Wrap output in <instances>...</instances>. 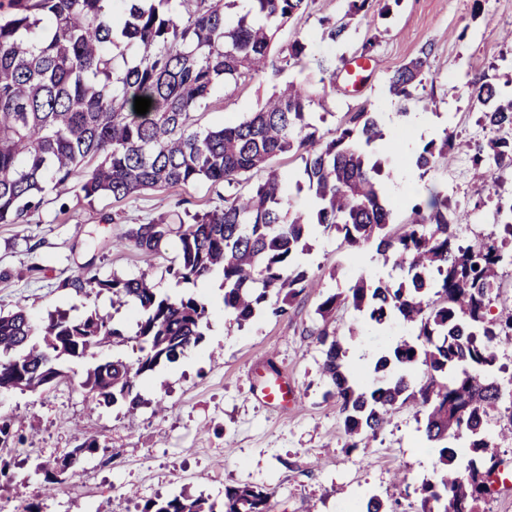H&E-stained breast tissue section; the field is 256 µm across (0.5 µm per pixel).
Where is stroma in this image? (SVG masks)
<instances>
[{
    "mask_svg": "<svg viewBox=\"0 0 512 512\" xmlns=\"http://www.w3.org/2000/svg\"><path fill=\"white\" fill-rule=\"evenodd\" d=\"M349 0H314L308 13L279 30L277 45L296 34L309 41L304 70L246 84L219 85L206 108L196 112L202 126L219 128L257 111L274 87L292 81L319 85L321 57L350 63L369 60L359 92L335 89L325 107H313L309 121L319 134L334 136L353 112H375L385 134L380 143L414 140L424 147L450 134L459 139L488 140L495 133L481 121L471 97V82L483 76L501 97L512 96V0H373L367 15L348 17ZM346 22L344 41L319 39L320 21ZM428 52L430 71L413 92L409 111L433 102L435 131L424 134L401 120L389 93V79L399 67ZM436 186L456 207L462 242L498 232V205L512 204V166L482 178L469 156L431 171H418L411 187L390 197L394 221L402 223L407 204ZM223 188L198 182L184 187L145 190L124 200H85L77 183L63 195L46 192L26 224H0V312L24 308L36 322L61 310L71 318L90 314L122 327L129 336L106 350L107 358L133 364L141 355L135 339L137 309L116 305L110 292L75 291L66 280L86 272L123 279L147 275L159 294L193 296L209 309L208 325L197 347L172 364L158 365L137 383L135 411L123 404L88 403L81 383L88 362H61L53 385L35 392L0 390V416L16 417V436L0 451L8 462L9 485L0 487L5 512H140L149 499L186 494L223 501L225 489L254 486L273 492V512H361L371 494L393 504L396 512H421L419 487L433 478L436 449L423 436V417L415 409H396L377 436L356 448L345 445L342 417L323 374L322 347L316 336L322 321L316 313L326 295L345 291L359 277L388 282L397 276L381 259L350 253L335 232H317L301 260L317 287L307 289L286 315L263 314L238 327L224 315L222 279L176 284L168 268L180 242L170 236L160 254L146 257L133 244L118 247L129 228L163 214L205 212L223 207ZM41 265L31 275L32 265ZM331 323L343 338L345 360L366 371L373 355L399 338L411 337L401 323L376 326L352 307H338ZM287 377L298 401L281 409L253 397L261 376ZM97 439L106 453L80 452ZM76 452L62 484L45 493L46 472L69 452ZM402 471L405 482L394 479Z\"/></svg>",
    "mask_w": 512,
    "mask_h": 512,
    "instance_id": "stroma-1",
    "label": "stroma"
}]
</instances>
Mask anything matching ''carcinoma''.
Returning a JSON list of instances; mask_svg holds the SVG:
<instances>
[{"label":"carcinoma","mask_w":512,"mask_h":512,"mask_svg":"<svg viewBox=\"0 0 512 512\" xmlns=\"http://www.w3.org/2000/svg\"><path fill=\"white\" fill-rule=\"evenodd\" d=\"M8 0L0 7V224H26L48 190L60 194L80 178L89 201H120L142 190L209 182L230 191L224 206L173 228L161 217L137 224L126 239L147 255L177 233L180 252L169 272L179 283L222 278L224 315L239 327L262 311L276 317L315 279L300 264L306 239L318 228L334 230L356 252L369 243L384 263L403 272L398 286L360 278L348 294H332L316 313L323 372L340 403L345 447L357 448L385 428L398 406L424 414V435L437 448L436 476L420 485L423 512H478L489 479L500 465L499 444L487 435L506 403L512 376L498 373V350L512 344V309L490 312L501 270L512 265V220L504 234L467 246L456 244L460 225L448 195L427 189L403 222L391 229L392 203L379 182L381 163L369 148L383 138L373 112L362 109L328 139L309 122L322 101L288 83L243 120L204 128L193 113L207 105L221 82L251 81L267 73L302 68L304 37L274 50L282 26L305 14L313 0H250L236 22L225 10L235 0ZM347 24L325 19L320 40L344 38ZM430 69L421 52L389 79L390 94L405 105ZM152 100L134 110L135 97ZM473 97L491 129L512 127V98L478 77ZM468 151L488 176L512 163V138L486 142L431 141L415 164L429 171ZM293 155L304 162L313 203L290 211L289 185L273 161ZM265 176L246 192L249 174ZM70 286L112 292L140 311L135 336L147 352L135 368L98 358L121 329L96 314L73 319L58 311L36 324L19 307L0 313V389L37 391L63 376L62 360L93 359L81 387L96 405L138 407L137 378L162 362L174 363L202 341L207 305L195 297L161 296L146 275L101 279L80 275ZM348 302L370 322L396 317L416 331L374 358L375 378L360 386L345 371V351L328 319ZM422 377L416 378V371ZM506 411L512 419V400ZM469 449L458 462L457 442ZM273 493L250 486L227 489L216 503L183 494L147 500L141 512H271Z\"/></svg>","instance_id":"carcinoma-1"}]
</instances>
